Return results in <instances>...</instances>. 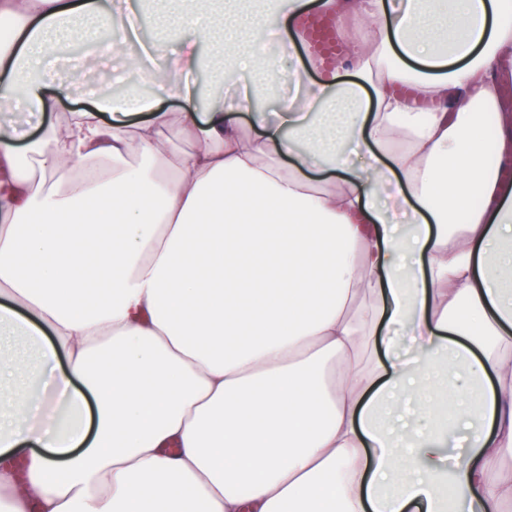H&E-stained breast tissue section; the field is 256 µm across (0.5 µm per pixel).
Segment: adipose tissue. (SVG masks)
Returning <instances> with one entry per match:
<instances>
[{
	"mask_svg": "<svg viewBox=\"0 0 512 512\" xmlns=\"http://www.w3.org/2000/svg\"><path fill=\"white\" fill-rule=\"evenodd\" d=\"M165 0L150 95L24 137L100 0H0V503L9 512H505L512 473V0H317L345 58L258 77L280 0ZM222 45L224 69L199 43ZM231 94L200 107V70ZM181 102L179 116L160 102ZM253 113L256 131L231 113ZM493 126L496 145L481 132ZM383 346L386 361L372 355Z\"/></svg>",
	"mask_w": 512,
	"mask_h": 512,
	"instance_id": "1",
	"label": "adipose tissue"
}]
</instances>
